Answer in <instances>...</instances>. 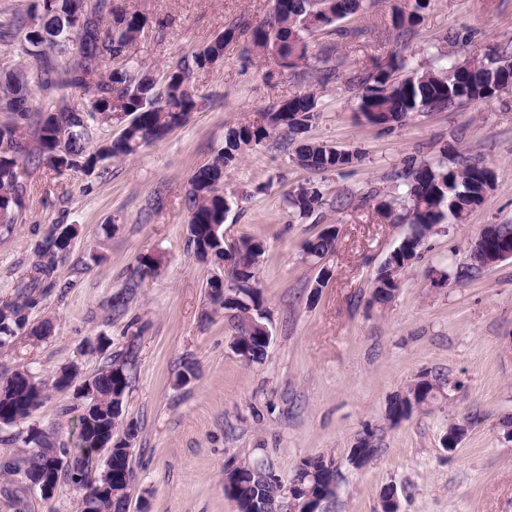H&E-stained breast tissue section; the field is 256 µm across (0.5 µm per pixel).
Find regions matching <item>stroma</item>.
I'll list each match as a JSON object with an SVG mask.
<instances>
[{
    "instance_id": "stroma-1",
    "label": "stroma",
    "mask_w": 512,
    "mask_h": 512,
    "mask_svg": "<svg viewBox=\"0 0 512 512\" xmlns=\"http://www.w3.org/2000/svg\"><path fill=\"white\" fill-rule=\"evenodd\" d=\"M147 22L132 49L135 62L159 73L224 27L260 23L273 0H125ZM404 0H366L349 20L352 36L322 31L295 68L250 55L244 39L194 76L204 107L165 139L132 159L88 175L40 165L28 179L21 223L0 236V303L20 281L57 224L78 234L58 260L55 284L28 311L50 321V335L20 334L0 347V375L27 368L47 386L27 422L0 425V463L20 456L29 427L59 446L74 440V390L58 391L60 370L94 375L115 354L132 352L125 415L133 441L128 512H235L224 473L258 461L289 483L296 466L319 455L344 461L361 438L377 452L359 470L342 469L324 512H380L386 488L398 512H512V259L468 273L469 244L485 225L512 224V87L488 101L444 112L410 114L388 131L355 111L357 82L392 55L409 68L445 67L512 41V0H433L410 37L396 42L393 18ZM334 80L318 86L324 57ZM318 88L307 136L362 159L354 166L309 171L293 147L269 140L254 147L220 184L228 210L224 238L263 240L256 289L271 334L265 358L245 362L233 348L232 313L213 311L205 284L218 270L198 262L187 240L188 180L223 147L227 129L263 107ZM492 168L496 183L466 223L439 224L400 273L385 305L373 280L408 224L382 217L380 196L395 194L409 163L433 161L443 148ZM324 205L300 219L284 203L303 183ZM336 249L325 261L305 244L328 227ZM162 255L125 314L112 299L139 256ZM448 284H439L441 272ZM194 370L185 384L176 377ZM449 381L423 410L394 425L389 402L420 376ZM466 431L456 448L443 441L452 424ZM82 491L61 481L51 499L19 473L0 472V512H82Z\"/></svg>"
}]
</instances>
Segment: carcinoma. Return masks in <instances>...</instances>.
Segmentation results:
<instances>
[{
	"label": "carcinoma",
	"mask_w": 512,
	"mask_h": 512,
	"mask_svg": "<svg viewBox=\"0 0 512 512\" xmlns=\"http://www.w3.org/2000/svg\"><path fill=\"white\" fill-rule=\"evenodd\" d=\"M432 0H408L406 9L393 20L394 28L404 34L418 24ZM364 0H282L271 20L253 27L232 25L204 47L185 54L161 77L140 65L110 68L112 59L127 56L136 43L146 19L130 10L122 0H34L30 21L17 19L8 24V36L17 39L20 52L28 57L24 69L0 73V232L10 233L25 209L28 171L25 162L42 160L55 172L65 162H81L94 173L105 162L124 161L139 150L164 139L185 125L190 115L202 109L203 101L194 92L193 75L224 57V46L238 38H247V48L258 55L274 53L283 66L292 67L309 58V39L362 11ZM403 58L395 57L385 66L377 65L360 80L364 91L357 111L376 112V124L401 125L413 112H432L455 108L463 103L487 100L512 81V57L507 51L490 49L461 62L449 61L448 67L421 73L402 74ZM37 88H67L83 92L78 105L65 102L30 106ZM318 94L310 90L257 110L253 118L230 128L224 147L212 162L196 170L188 180L187 231L194 257L201 263L229 262L227 272L213 275L207 285L218 288V278L228 275V288L237 296L235 304L216 306L214 310L235 311L240 352L248 363L261 361L266 353L263 341L266 324L260 298L252 286L264 253L263 243L244 238L237 251L224 253V216L227 204L219 190L224 174L234 168L253 146L273 138L296 142L294 162L306 169L328 171L350 167L360 161L354 152L342 154L326 143L304 138L317 112ZM114 124L119 134L102 138L89 148L92 131ZM401 198L408 208L403 219L411 232L403 245L394 249L379 267L372 299L385 305L399 288V272L415 259L424 238L450 217L456 224L466 223L470 214L493 189L492 170L464 160L452 166L444 161L410 165L404 174ZM322 192L313 185H302L288 193L291 212L307 217L322 205ZM78 230L67 224L62 231H51L46 244L38 248V259L30 275L19 284L16 300L0 306V346L4 337L25 332L47 336L52 325L44 321L28 327L25 310L37 303L52 286L58 257L66 254ZM336 234L323 231L306 243L307 254L320 260L335 250ZM163 265L158 254L138 258L139 278H130L124 295L133 294L138 279L153 275ZM129 359L117 354L95 374L94 389L102 417L123 410L130 389ZM441 387L435 379L412 383L389 403L386 416L393 425L409 418L429 404ZM45 384L27 369H16L0 376V404L9 405L11 414L4 425L23 423L43 402ZM27 449L10 468L23 473L33 483L43 458L60 452L79 457L80 447L55 446L46 432L30 428L24 439ZM321 458H310L306 466L316 473L311 479L297 472L293 481L303 482L298 497L300 512L317 499L330 483L338 484L339 469L323 468ZM258 463L244 462L228 470L232 476L226 495L236 502L238 512H253L257 503L270 502L282 490L280 481L260 476ZM128 501L100 499L87 491L83 512H127Z\"/></svg>",
	"instance_id": "obj_1"
}]
</instances>
